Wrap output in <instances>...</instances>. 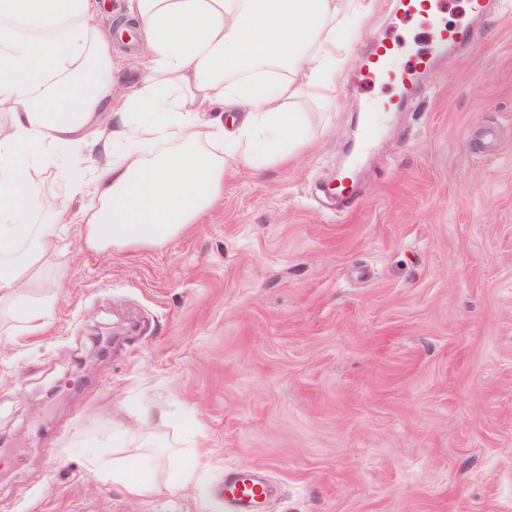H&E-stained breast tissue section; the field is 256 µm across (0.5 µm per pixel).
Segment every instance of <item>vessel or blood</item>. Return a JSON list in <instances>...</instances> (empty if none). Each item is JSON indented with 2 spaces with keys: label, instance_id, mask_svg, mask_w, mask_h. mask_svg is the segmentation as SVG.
I'll return each instance as SVG.
<instances>
[{
  "label": "vessel or blood",
  "instance_id": "b4317fda",
  "mask_svg": "<svg viewBox=\"0 0 512 512\" xmlns=\"http://www.w3.org/2000/svg\"><path fill=\"white\" fill-rule=\"evenodd\" d=\"M473 37L474 32L467 24L440 25L435 36L438 56L422 53L416 60L403 67L395 66L393 63L397 55L395 45L382 40L369 42L364 64L359 72L360 80L372 82L385 76L399 87L400 92L396 96L377 100L367 106L363 129L365 140H372L378 134V114L403 109L417 87V77H438L441 64L447 60L449 50L468 44ZM269 493L270 487L261 467L252 466L224 474V512H263L262 505Z\"/></svg>",
  "mask_w": 512,
  "mask_h": 512
}]
</instances>
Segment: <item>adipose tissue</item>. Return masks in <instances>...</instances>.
<instances>
[{
  "instance_id": "ef3b65f1",
  "label": "adipose tissue",
  "mask_w": 512,
  "mask_h": 512,
  "mask_svg": "<svg viewBox=\"0 0 512 512\" xmlns=\"http://www.w3.org/2000/svg\"><path fill=\"white\" fill-rule=\"evenodd\" d=\"M372 0H127L143 84L114 78L108 0H0V303L41 331L52 299L28 294L58 225L85 246L168 242L224 197V174L261 173L309 143L301 105L327 102ZM111 113L100 125L102 113ZM84 155L86 177L68 153ZM57 205L33 223L41 192Z\"/></svg>"
}]
</instances>
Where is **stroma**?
Here are the masks:
<instances>
[{"instance_id": "35a3bbf8", "label": "stroma", "mask_w": 512, "mask_h": 512, "mask_svg": "<svg viewBox=\"0 0 512 512\" xmlns=\"http://www.w3.org/2000/svg\"><path fill=\"white\" fill-rule=\"evenodd\" d=\"M438 11L476 37L394 113L350 205L323 187L393 93L352 66L304 104L310 146L229 174L167 243L96 252L62 229L46 326L0 312V448L24 455L0 463V512H224L225 472L251 466L265 512H512V0ZM372 38L426 52L433 27L375 0L355 56ZM140 438L163 451L136 497L112 460ZM186 461L199 483L168 490Z\"/></svg>"}]
</instances>
